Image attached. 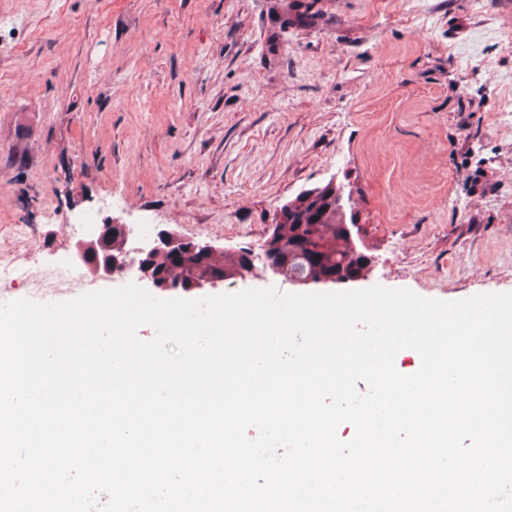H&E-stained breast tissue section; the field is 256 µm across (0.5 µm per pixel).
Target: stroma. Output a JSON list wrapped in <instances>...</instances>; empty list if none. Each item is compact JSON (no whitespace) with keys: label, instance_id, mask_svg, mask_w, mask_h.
<instances>
[{"label":"stroma","instance_id":"35a3bbf8","mask_svg":"<svg viewBox=\"0 0 512 512\" xmlns=\"http://www.w3.org/2000/svg\"><path fill=\"white\" fill-rule=\"evenodd\" d=\"M497 2L0 0V223L65 295L84 212L257 249L336 180L372 255L353 289L512 292V46L476 38L512 26Z\"/></svg>","mask_w":512,"mask_h":512}]
</instances>
